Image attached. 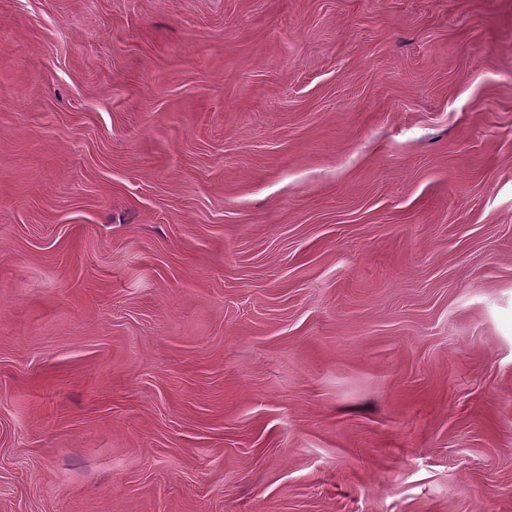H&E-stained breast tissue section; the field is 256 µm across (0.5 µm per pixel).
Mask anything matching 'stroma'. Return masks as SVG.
Segmentation results:
<instances>
[{
  "mask_svg": "<svg viewBox=\"0 0 512 512\" xmlns=\"http://www.w3.org/2000/svg\"><path fill=\"white\" fill-rule=\"evenodd\" d=\"M0 512H512V0H0Z\"/></svg>",
  "mask_w": 512,
  "mask_h": 512,
  "instance_id": "1",
  "label": "stroma"
}]
</instances>
